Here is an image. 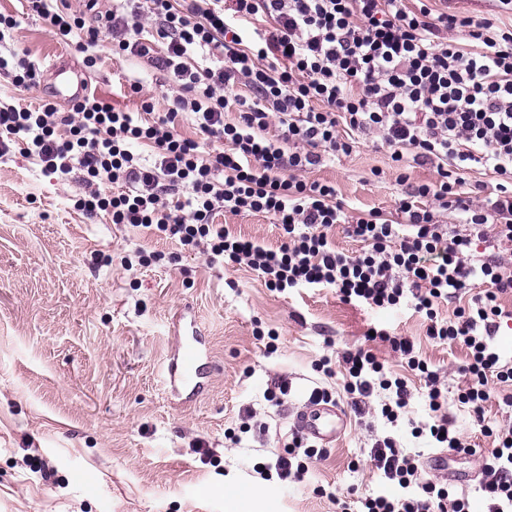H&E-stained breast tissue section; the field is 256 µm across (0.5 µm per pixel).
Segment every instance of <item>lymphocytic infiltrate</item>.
Segmentation results:
<instances>
[{"label":"lymphocytic infiltrate","mask_w":512,"mask_h":512,"mask_svg":"<svg viewBox=\"0 0 512 512\" xmlns=\"http://www.w3.org/2000/svg\"><path fill=\"white\" fill-rule=\"evenodd\" d=\"M28 3L49 20L59 42L95 65L100 28L49 0ZM147 17L158 22L152 39L145 34ZM238 20L256 24L251 44L237 32ZM108 23L118 53L173 70L177 90L164 115H155L149 98L139 117L94 96L69 112L50 103H0V157L10 143H21L46 173L80 170L88 191L75 202L79 210L108 211L113 223L174 240L181 251L246 265L274 290L329 286L347 303L425 314L428 336L467 349V383L458 402L482 415L499 385L508 390L504 403L512 404V361L491 342L492 328L506 316L500 297L512 293V261L470 264L473 235L448 236L421 205L431 198L443 209L462 210L473 234L490 223L501 243L512 244V30L497 32L469 16H435L424 6L414 11L405 0H117ZM17 26L0 15V70L12 69L14 82L28 86L37 73L25 51L6 41ZM455 28L464 29L467 43L444 39V31ZM218 48L223 67L189 64L191 54ZM236 83L247 94L225 95ZM232 109L237 118L226 121ZM182 114L192 115L202 141L176 132ZM343 127L388 147L402 168L436 166L437 183L407 185L399 200L406 223H391L376 210L349 219L333 185L305 180L323 154L350 153L351 141L339 134ZM135 142L153 148V165L131 151ZM451 163L491 170L503 181L496 198L462 199ZM102 183L116 186V193L101 194ZM220 210L268 216L285 241L273 249L239 237L215 223ZM339 224L364 243L362 252L333 245L330 233ZM477 279L486 285L483 293L453 319L440 320V303ZM375 336L425 378L431 416L413 424L412 435L471 454L448 418L438 372L407 338L384 329ZM342 362L355 413L365 414L368 398L381 389L392 395L381 415L397 424L411 398L406 379L361 349L345 353ZM481 431L494 441L481 456L485 512H512V423ZM317 454L307 438L292 434L285 455L260 474L302 479ZM370 460L391 493L343 500L341 512H470L467 498L423 481L418 456L392 438L377 441Z\"/></svg>","instance_id":"f902f5d3"}]
</instances>
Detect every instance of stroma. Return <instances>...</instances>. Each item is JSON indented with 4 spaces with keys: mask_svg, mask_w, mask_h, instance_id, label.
Segmentation results:
<instances>
[{
    "mask_svg": "<svg viewBox=\"0 0 512 512\" xmlns=\"http://www.w3.org/2000/svg\"><path fill=\"white\" fill-rule=\"evenodd\" d=\"M428 6L512 26V10L498 0ZM0 14L17 19L14 35L39 73L28 87L0 75L2 100L34 107L49 99L44 71L56 59L84 72L97 96L130 112L175 86L172 72L115 57L105 41L96 66L86 68L82 54L59 43L26 0H0ZM134 79L141 94L130 90ZM399 175L387 148L361 141L350 154L326 156L306 178L335 185L351 216L377 210L401 224ZM84 193L78 175L42 172L20 145L0 159V512H226L230 485L249 493L243 512H340L338 500L348 491H383L369 455L387 436L421 453L424 479L448 482L468 498L471 512H484L479 454L411 436L409 421L430 416L425 381L366 332L375 326L413 342L440 376L455 430L488 448L491 438L457 401L463 343L432 339L427 318L406 307L348 304L332 287L273 291L247 267L212 265L200 253H180L169 263L168 255L179 253L174 241L113 223L104 212L86 215L75 206ZM215 221L270 248L284 241L268 217L220 212ZM138 249L162 259L125 269L122 257ZM181 318L193 323L214 365L204 391L189 401L174 397L167 381ZM269 329L278 332L276 342L268 341ZM360 348L407 380L406 424L381 419L388 398L382 390L370 397V414L350 412L341 357ZM280 380L290 393L277 404L267 393ZM316 388L347 410L343 434L309 461L302 480H264L256 465L283 452ZM249 415L255 425L241 432Z\"/></svg>",
    "mask_w": 512,
    "mask_h": 512,
    "instance_id": "stroma-1",
    "label": "stroma"
}]
</instances>
